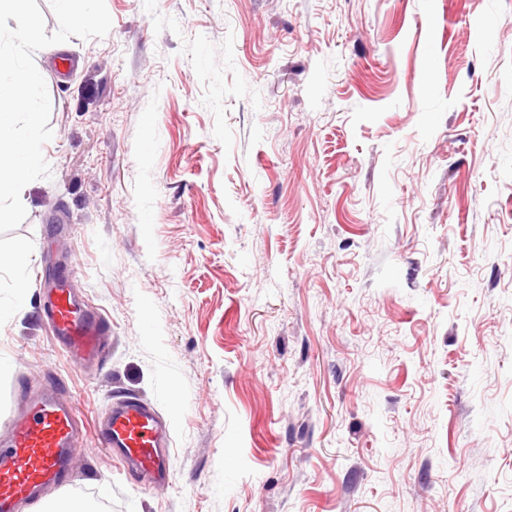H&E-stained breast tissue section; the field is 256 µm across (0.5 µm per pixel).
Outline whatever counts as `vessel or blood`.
<instances>
[{
  "instance_id": "vessel-or-blood-1",
  "label": "vessel or blood",
  "mask_w": 512,
  "mask_h": 512,
  "mask_svg": "<svg viewBox=\"0 0 512 512\" xmlns=\"http://www.w3.org/2000/svg\"><path fill=\"white\" fill-rule=\"evenodd\" d=\"M57 343L85 372L100 370L110 323L91 311L61 277L43 307ZM0 440V512H22L46 489L73 484L82 449V422L73 404L56 391L30 395L27 406L5 426ZM98 447L120 459L131 479L152 489L169 486L170 433L153 404L123 396L107 405L98 421Z\"/></svg>"
}]
</instances>
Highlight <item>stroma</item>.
Wrapping results in <instances>:
<instances>
[{
  "label": "stroma",
  "instance_id": "stroma-1",
  "mask_svg": "<svg viewBox=\"0 0 512 512\" xmlns=\"http://www.w3.org/2000/svg\"><path fill=\"white\" fill-rule=\"evenodd\" d=\"M105 2L40 52L0 423L59 381L111 512H512V0ZM65 252L95 375L41 317ZM123 394L165 493L92 450Z\"/></svg>",
  "mask_w": 512,
  "mask_h": 512
}]
</instances>
